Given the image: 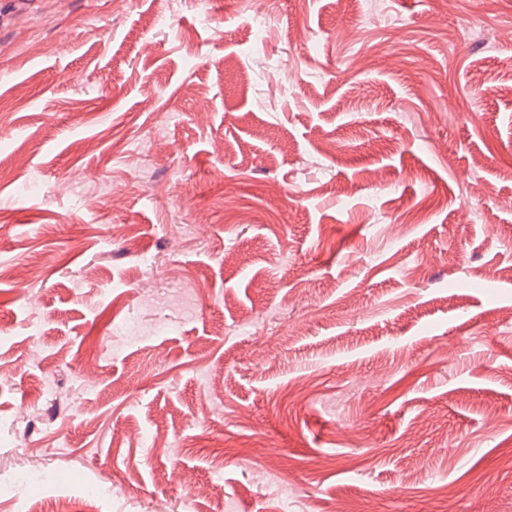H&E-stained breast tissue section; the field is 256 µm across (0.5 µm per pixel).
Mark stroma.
I'll return each instance as SVG.
<instances>
[{"label":"stroma","instance_id":"35a3bbf8","mask_svg":"<svg viewBox=\"0 0 512 512\" xmlns=\"http://www.w3.org/2000/svg\"><path fill=\"white\" fill-rule=\"evenodd\" d=\"M14 470L512 512V0H0Z\"/></svg>","mask_w":512,"mask_h":512}]
</instances>
